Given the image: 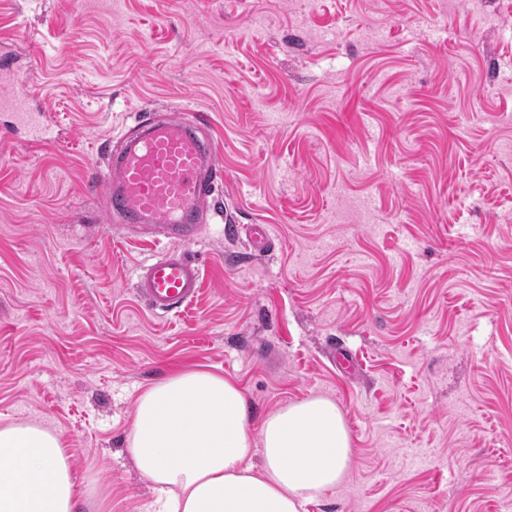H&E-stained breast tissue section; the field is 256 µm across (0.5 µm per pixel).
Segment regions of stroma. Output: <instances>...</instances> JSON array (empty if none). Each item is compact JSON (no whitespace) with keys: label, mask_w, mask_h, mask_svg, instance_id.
Listing matches in <instances>:
<instances>
[{"label":"stroma","mask_w":512,"mask_h":512,"mask_svg":"<svg viewBox=\"0 0 512 512\" xmlns=\"http://www.w3.org/2000/svg\"><path fill=\"white\" fill-rule=\"evenodd\" d=\"M66 139H0V426L53 430L81 512H152L126 451L178 369L260 425L324 396L352 439L303 512H512V0H0V42ZM209 113L222 203L205 284L154 315L157 252L88 185L136 113ZM360 356L343 368L332 347ZM232 228L238 235L244 232L254 249L259 252L266 250L270 244L267 226L264 224H250L246 227L235 225Z\"/></svg>","instance_id":"1"}]
</instances>
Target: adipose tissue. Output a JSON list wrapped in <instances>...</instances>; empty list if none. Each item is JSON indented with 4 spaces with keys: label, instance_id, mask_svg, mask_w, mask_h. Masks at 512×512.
I'll return each instance as SVG.
<instances>
[{
    "label": "adipose tissue",
    "instance_id": "1",
    "mask_svg": "<svg viewBox=\"0 0 512 512\" xmlns=\"http://www.w3.org/2000/svg\"><path fill=\"white\" fill-rule=\"evenodd\" d=\"M126 446L159 512H299L343 482L352 456L334 401L286 404L255 428L238 385L201 368L142 392ZM78 505L58 436L38 424L1 426L0 512H76Z\"/></svg>",
    "mask_w": 512,
    "mask_h": 512
}]
</instances>
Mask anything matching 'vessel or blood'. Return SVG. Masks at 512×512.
Wrapping results in <instances>:
<instances>
[{
	"mask_svg": "<svg viewBox=\"0 0 512 512\" xmlns=\"http://www.w3.org/2000/svg\"><path fill=\"white\" fill-rule=\"evenodd\" d=\"M0 83L10 93L0 96V138L23 140L36 151L59 141L60 132L35 104V95L17 82L15 58L0 53ZM208 113L191 119L162 118L140 112L134 132L116 151L105 152L96 183L107 213L129 228H148L164 249L139 268L136 291L148 307L162 315L183 313L196 299L204 280L202 267L186 253L202 230L211 196L224 186V166L203 132Z\"/></svg>",
	"mask_w": 512,
	"mask_h": 512,
	"instance_id": "1",
	"label": "vessel or blood"
}]
</instances>
